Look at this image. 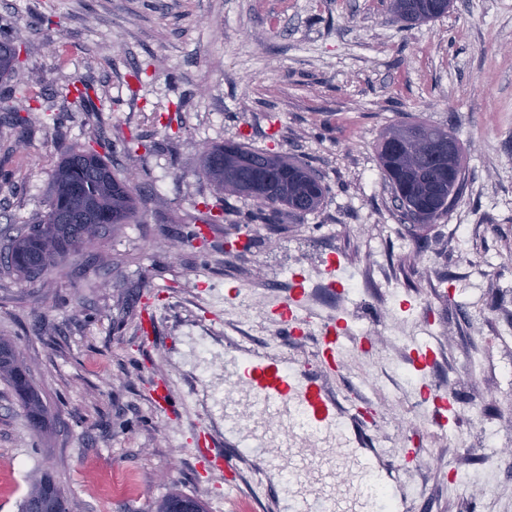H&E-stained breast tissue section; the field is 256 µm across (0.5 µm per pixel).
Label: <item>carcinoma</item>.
<instances>
[{
    "mask_svg": "<svg viewBox=\"0 0 512 512\" xmlns=\"http://www.w3.org/2000/svg\"><path fill=\"white\" fill-rule=\"evenodd\" d=\"M394 19L406 26L433 21L441 14L421 13L408 3L403 11L391 4ZM20 46L9 35L0 37V79L14 73L12 59ZM416 129L443 133L445 129L423 120L406 122L381 135L378 157L385 181L398 201L401 219L412 224H434L448 213L445 199L458 201L465 177L463 164L451 167L445 161H427L414 168L407 160L409 145L404 137ZM201 174L216 192L215 208L206 223L224 221L226 197L250 199L256 204L251 221L272 223L271 216L286 213L302 217L318 211L329 186L306 164L285 154L259 150L237 142L208 145L202 152ZM137 184L112 173L110 161L93 149L70 148L63 153L52 174L45 210L21 232L8 240L0 253V265L22 280L52 272L81 255L87 244L106 235L118 224H129L136 216ZM0 380L14 392L30 431L40 433L47 422L48 408L34 388L28 365L13 345L0 339ZM39 501L47 509L69 506L70 500L43 472L36 475L23 496L20 512H30ZM179 501L193 503L197 512L205 504L194 496L171 493L162 498L156 512H168Z\"/></svg>",
    "mask_w": 512,
    "mask_h": 512,
    "instance_id": "cac0c4a2",
    "label": "carcinoma"
}]
</instances>
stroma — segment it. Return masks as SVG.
I'll return each mask as SVG.
<instances>
[{
  "instance_id": "35a3bbf8",
  "label": "stroma",
  "mask_w": 512,
  "mask_h": 512,
  "mask_svg": "<svg viewBox=\"0 0 512 512\" xmlns=\"http://www.w3.org/2000/svg\"><path fill=\"white\" fill-rule=\"evenodd\" d=\"M389 0H0V29L22 65L0 81V248L6 231L43 209L65 148L110 144L118 176L140 180L137 216L60 270L25 283L0 273V336L29 364L52 421L31 434L0 383V512H18L31 475L48 470L75 512H155L177 489L208 512H282L262 456L238 464L220 497L194 455L195 427L224 426L210 409L205 355L237 329L245 345L285 354L345 406L374 410V440L410 427L423 462L406 470L387 446L381 476L406 484L401 512H512V439L484 447L456 421L439 427L408 398L411 346H430L425 378L455 406L479 401L512 429V0H454L448 14L401 28ZM55 15L60 26L43 18ZM90 86L92 116L74 101ZM34 108L26 147L13 110ZM424 119L458 139L466 187L436 224L398 220L378 162L382 131ZM144 147L128 154L125 138ZM236 140L291 155L331 191L301 220L260 227L252 200L233 197L231 222L205 224L215 199L201 177L203 146ZM471 233L458 243L454 227ZM206 241H193L196 230ZM250 242L224 254L228 232ZM360 274L366 298L327 292L310 313L348 317L370 333L341 370L324 369L309 337L271 320L291 273L319 280L329 256ZM239 290L236 300L227 287ZM157 316L147 344L141 317ZM479 359V369H464ZM168 379L174 405L153 402ZM467 451V494L447 476L448 440Z\"/></svg>"
}]
</instances>
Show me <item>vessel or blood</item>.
Returning a JSON list of instances; mask_svg holds the SVG:
<instances>
[{
  "mask_svg": "<svg viewBox=\"0 0 512 512\" xmlns=\"http://www.w3.org/2000/svg\"><path fill=\"white\" fill-rule=\"evenodd\" d=\"M309 298L303 283H296L275 312L286 336L317 328V358L323 367L336 369L353 338L344 320L332 317L315 324L305 317ZM210 395L225 431L280 474V494L289 512H378L373 475L380 454L351 448L344 410L324 387L300 377L292 362L239 349L225 362L223 379ZM196 451L210 463L214 477L223 476L228 456L214 440Z\"/></svg>",
  "mask_w": 512,
  "mask_h": 512,
  "instance_id": "vessel-or-blood-1",
  "label": "vessel or blood"
}]
</instances>
